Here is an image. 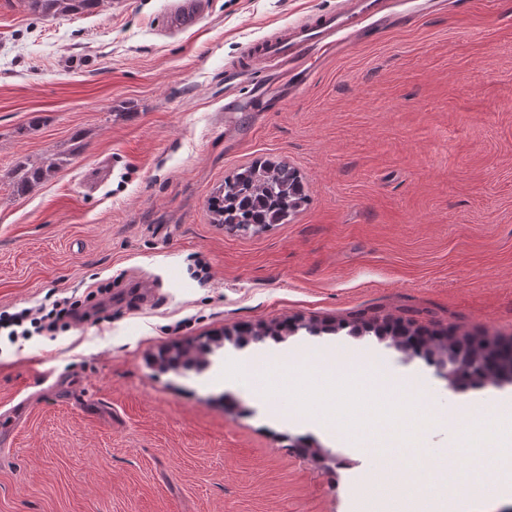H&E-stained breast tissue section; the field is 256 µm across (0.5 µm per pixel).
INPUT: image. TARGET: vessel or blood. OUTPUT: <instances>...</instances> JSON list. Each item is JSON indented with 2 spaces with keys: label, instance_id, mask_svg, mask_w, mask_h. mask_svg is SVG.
Returning a JSON list of instances; mask_svg holds the SVG:
<instances>
[{
  "label": "vessel or blood",
  "instance_id": "b4317fda",
  "mask_svg": "<svg viewBox=\"0 0 512 512\" xmlns=\"http://www.w3.org/2000/svg\"><path fill=\"white\" fill-rule=\"evenodd\" d=\"M412 17L394 9L392 0H339L335 11L303 18L254 43L247 62L238 67L240 84L225 95L224 109L236 112L245 96L268 80L296 95L307 85L313 60L326 48H344L371 35L411 24Z\"/></svg>",
  "mask_w": 512,
  "mask_h": 512
}]
</instances>
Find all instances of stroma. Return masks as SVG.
Listing matches in <instances>:
<instances>
[{
	"label": "stroma",
	"mask_w": 512,
	"mask_h": 512,
	"mask_svg": "<svg viewBox=\"0 0 512 512\" xmlns=\"http://www.w3.org/2000/svg\"><path fill=\"white\" fill-rule=\"evenodd\" d=\"M169 3L56 18L0 0V312L97 303L63 332L0 334V406L29 402L0 512H355L369 452L275 415L224 362L377 353L445 410L459 395L434 368L346 325L512 337V0H455L227 118L246 44L336 0H205L175 30ZM265 160L296 169L305 203L225 232L209 198ZM300 321L333 331L232 342ZM203 343V372L161 360ZM66 160L60 157H53L48 159L41 166L31 167L24 175L16 182L17 194H23L31 184L37 183L53 170L61 166Z\"/></svg>",
	"instance_id": "1"
}]
</instances>
